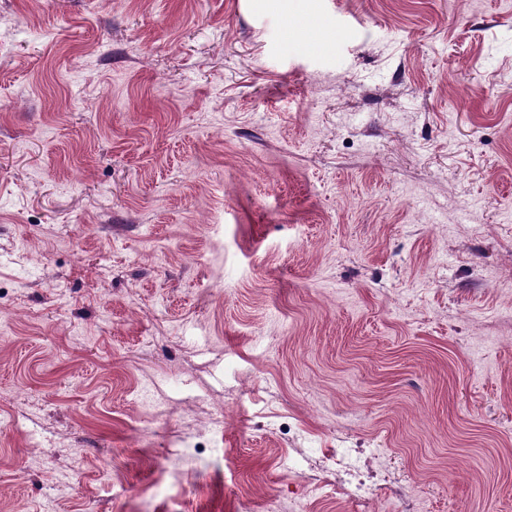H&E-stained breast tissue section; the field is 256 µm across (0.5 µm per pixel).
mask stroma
I'll return each instance as SVG.
<instances>
[{"label": "stroma", "instance_id": "1", "mask_svg": "<svg viewBox=\"0 0 512 512\" xmlns=\"http://www.w3.org/2000/svg\"><path fill=\"white\" fill-rule=\"evenodd\" d=\"M509 207L512 0H0V512H512Z\"/></svg>", "mask_w": 512, "mask_h": 512}]
</instances>
